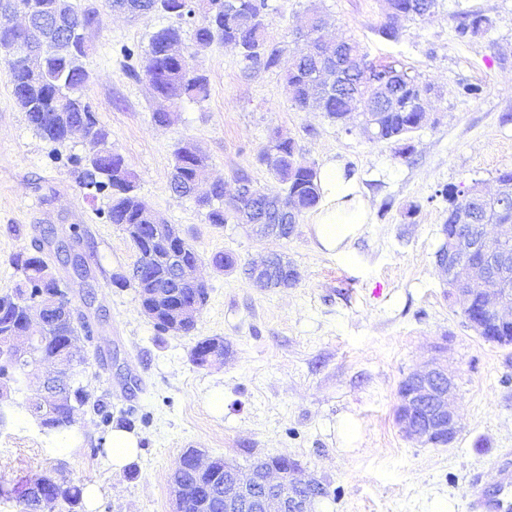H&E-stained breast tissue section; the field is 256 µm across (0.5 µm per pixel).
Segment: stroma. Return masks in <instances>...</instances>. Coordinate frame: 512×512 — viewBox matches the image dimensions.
<instances>
[{"label": "stroma", "instance_id": "1", "mask_svg": "<svg viewBox=\"0 0 512 512\" xmlns=\"http://www.w3.org/2000/svg\"><path fill=\"white\" fill-rule=\"evenodd\" d=\"M271 3L269 32L288 52L304 50L293 33L316 11L325 40L353 37L374 63L402 66L434 85L412 155L372 139L355 117L338 125L317 107L297 109L279 72L246 65L218 43L194 58L208 97L183 101L170 124H156L152 115L164 102L145 77L129 73L121 49L147 50L168 18L77 0L96 12L85 32L83 95L133 170L137 194L201 257L208 301L186 335L158 331L136 288L113 283L138 254L107 220L109 196L87 195L79 185L88 145L77 134L61 144L40 137L0 58V295L21 278L16 255L44 231L80 236L89 280L56 258L48 263L67 281L74 306H82L86 289L96 294L87 311L92 336L77 344L76 370L91 397L112 411L106 425L92 406L79 407L66 434L43 433L27 413L41 376H29L0 425V512H24L25 487L44 474L97 485L95 512H173L170 476L189 448L243 471L260 457L294 459L303 476L329 490L316 512H470L476 487L497 488V462L512 455V346L485 341L469 326L435 255L448 218L443 189L477 181L491 193L499 174L512 170V0H436L424 18L401 20L395 40L379 33L384 0ZM473 12L490 26L459 36V17ZM466 84L480 86V94L464 95ZM275 130L294 138L314 166L333 159L350 168L369 197L368 221L348 244L351 261L318 248L311 213L288 238H259L233 219L209 223L196 197L171 192L173 153L190 143L207 156L208 176L223 182L225 198L243 173L261 191L281 193L259 161ZM219 253L233 255L237 269L215 266ZM271 253L297 268L292 287L263 290L243 274ZM208 337L223 339L224 357L196 365L192 349ZM436 356L456 383L460 429L447 447L407 440L394 420L401 381ZM216 391L224 394L219 411L209 403ZM344 421L354 427L351 437L339 432ZM116 427L141 437L137 459L120 471L96 451Z\"/></svg>", "mask_w": 512, "mask_h": 512}]
</instances>
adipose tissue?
Returning <instances> with one entry per match:
<instances>
[{
    "label": "adipose tissue",
    "mask_w": 512,
    "mask_h": 512,
    "mask_svg": "<svg viewBox=\"0 0 512 512\" xmlns=\"http://www.w3.org/2000/svg\"><path fill=\"white\" fill-rule=\"evenodd\" d=\"M321 202L312 218V230L320 248L339 249L353 237L370 213V201L360 191L355 176L330 160L317 171Z\"/></svg>",
    "instance_id": "1"
}]
</instances>
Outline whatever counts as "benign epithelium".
<instances>
[{"mask_svg":"<svg viewBox=\"0 0 512 512\" xmlns=\"http://www.w3.org/2000/svg\"><path fill=\"white\" fill-rule=\"evenodd\" d=\"M14 15H26L21 9L0 11V32L14 37L8 54L15 60L33 67L41 55L35 43L29 39L30 24L21 27L7 23ZM346 65L316 68V81L322 87L341 89L346 85ZM512 208V183H501L496 194L484 193L480 183L469 186V194L452 215L453 224L443 233L444 245L436 253V262L441 276L452 290L455 303L461 312H468L470 327L477 334L490 332L493 328H512V224L498 225L494 236L483 229L475 228L477 212L485 209L506 213ZM125 232L131 238H140L148 248L147 260L167 267L162 278L150 277L145 289L148 298L154 301L177 295L182 288H203L198 279V265L188 266L180 248L185 240L171 224H126ZM51 247L63 264L71 266L74 273L85 275V255L75 251L72 245L55 239L49 234ZM294 267L280 256H272L260 264H251L245 273L255 285H266L270 275L283 278L292 274ZM493 280L496 288H475L473 284ZM56 276L49 272L40 282V293L35 297L33 310L29 314L23 334L27 343L15 345L10 337L8 349L11 364L26 369L50 363L55 369L43 376L40 396L34 401V410L43 418L59 401L57 384L69 381L72 374L67 368L73 365L74 353L44 356L41 348L50 344L53 333L44 310L58 303L54 283ZM200 313L197 299L190 303H179L169 310V319L178 323L182 319H194ZM40 327V333L31 334L32 325ZM395 420L405 437L411 441L431 446L452 444L459 432L456 413V386L448 368L434 360L411 373L400 384ZM298 464L286 457L276 456L256 460L248 475L238 468L224 464V512H313V506L322 497L323 485L312 479L297 477Z\"/></svg>","mask_w":512,"mask_h":512,"instance_id":"7a95c632","label":"benign epithelium"}]
</instances>
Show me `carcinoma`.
I'll use <instances>...</instances> for the list:
<instances>
[{"label":"carcinoma","instance_id":"1","mask_svg":"<svg viewBox=\"0 0 512 512\" xmlns=\"http://www.w3.org/2000/svg\"><path fill=\"white\" fill-rule=\"evenodd\" d=\"M23 4L29 12L32 25L31 36L41 35L53 39L63 32L70 33L77 43H86L84 32L87 30L81 16L91 14L89 10L74 7L68 19L56 15V0H0V9H8L15 3ZM206 8L201 19L191 18L188 12L181 11L184 0H105L113 11L131 15L159 13L172 23L156 31L149 43L148 51L140 54L134 47H125L126 58H142V72L154 91L173 102L184 98L203 100L208 96V80L191 63L193 55L166 57L164 49L183 42L184 27L192 31L193 45L204 49L214 42L238 49L242 59L250 64H261L267 70L280 65L285 44L274 42L268 35L266 17L269 15L268 0H204ZM490 25V19L481 13H467L458 24L459 35H475ZM349 57L347 66L359 75L366 73L383 76L395 88L412 83L422 90H429L432 85L412 77L407 71L393 65H375L367 61V54L360 43L351 38H344ZM336 54L333 44L314 45V54L307 59L295 58L282 74L283 85L292 104L303 109L307 106V97L312 91H320L324 96L323 112L333 122H340L345 112L353 111L354 97L336 90L319 89L313 71L318 65L332 62ZM13 77L15 94L21 109L26 113L28 122L39 135L53 144H61L69 137V127L80 119L96 129L98 142L95 152L100 154L96 164H87L80 185L87 190L111 193V205L107 219L113 224H147L151 208L135 192L125 193V187L135 183V175L129 169L125 159L108 147L109 133L99 125L91 106L83 98L82 90L89 80V74L83 65L70 66L69 61L57 53V45L47 43L42 49V66L34 73L24 65L7 60ZM369 86H361L357 94L366 98L365 111L374 119L377 128V140L393 141L402 144L400 155L413 152L411 135L422 126L420 115L411 112H390L372 107V97L367 95ZM268 147H275L283 154L281 165L271 173L284 185L281 196H265L262 200L261 214L250 212L253 201L243 198L239 202L224 201V184L218 183L213 188V201L207 211L211 224H225L228 219L238 217L243 209L250 215L249 221L259 224H278L284 205L293 202L299 212L316 207L319 203V187L316 184L317 171L299 158V149L294 139L279 140L271 138ZM207 171V158L201 153H190L179 147L175 151L170 188L173 192L189 196L204 179ZM44 241L36 240L32 249L36 253L20 260L22 272L21 283L10 295L0 297V334L12 326H19L26 319L28 307L25 301L31 293L33 284L40 281L44 266V257L39 254ZM54 331V341L46 348L49 354L64 348L71 339L86 330V324L75 322L54 313L47 314ZM6 381L0 386H21L23 380L17 368L9 365L6 355L0 349V377ZM64 405L50 422L39 423L46 434H64L71 424L70 416L74 405L93 403L94 411L101 416L102 422L111 421L112 413L107 403L98 399L90 401L81 382L76 381L66 388L62 396ZM176 481L181 487L184 512H221L224 505V458H216L213 470L200 474L192 465V457L184 452L174 467ZM82 488L65 482L52 475H45L37 480L23 493L25 512H39V504L61 503L67 512H74L81 503Z\"/></svg>","mask_w":512,"mask_h":512}]
</instances>
